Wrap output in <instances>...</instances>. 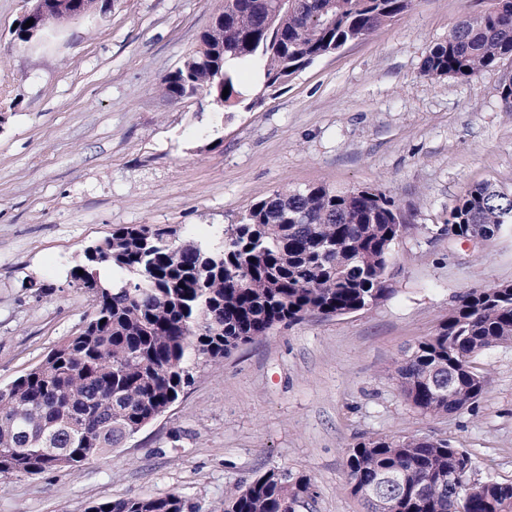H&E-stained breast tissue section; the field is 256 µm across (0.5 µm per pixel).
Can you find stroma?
<instances>
[{
  "mask_svg": "<svg viewBox=\"0 0 512 512\" xmlns=\"http://www.w3.org/2000/svg\"><path fill=\"white\" fill-rule=\"evenodd\" d=\"M223 4L98 0L24 45L27 0H0V387L81 326L91 301L68 269L85 248L138 224L216 245L283 187L394 199L411 225L391 252L395 292L199 363L184 395L123 447L75 472L0 476V512L171 493L224 512L230 492L272 467L313 478L318 495L301 512H364L347 457L376 435L448 439L470 455L473 478L512 481V346L477 358L488 390L448 416L417 412L394 375L456 296L512 284V233L475 249L446 229L474 185L512 192V112L499 97L512 60L467 81L422 72L429 49L483 0H416L249 111L168 101L164 78Z\"/></svg>",
  "mask_w": 512,
  "mask_h": 512,
  "instance_id": "obj_1",
  "label": "stroma"
}]
</instances>
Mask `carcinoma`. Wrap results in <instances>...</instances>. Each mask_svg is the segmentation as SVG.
I'll list each match as a JSON object with an SVG mask.
<instances>
[{"label": "carcinoma", "instance_id": "1", "mask_svg": "<svg viewBox=\"0 0 512 512\" xmlns=\"http://www.w3.org/2000/svg\"><path fill=\"white\" fill-rule=\"evenodd\" d=\"M415 0H224V21L202 36L206 49L167 75L170 101L203 97L228 111L251 110L265 93L346 44L412 10ZM512 57V0H487L431 47L423 73L470 79ZM244 70L262 89L245 102ZM227 96H222L224 89ZM455 233L512 225V194L473 186L448 214ZM408 230L395 201L324 185L276 190L251 205L223 241L174 243L148 225L122 227L96 244L100 259L69 272L92 294L75 334L0 388V475L33 477L75 469L121 447L163 414L191 382V366L262 339L280 324L370 309L394 292L392 246ZM112 270V284L101 270ZM512 345V284L469 289L436 333L398 362L397 380L421 414L471 407L487 390L481 353ZM351 492L366 512H512V481L469 478L472 462L448 440L369 437L350 450ZM465 488L455 493L448 479ZM317 497L312 478L278 467L250 479L224 512H285ZM88 512H199L178 494L96 502Z\"/></svg>", "mask_w": 512, "mask_h": 512}]
</instances>
